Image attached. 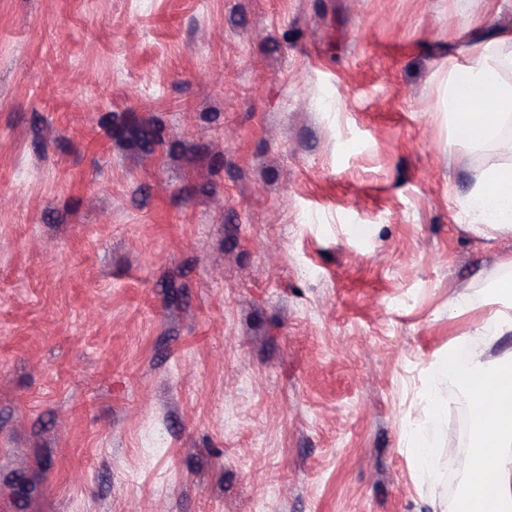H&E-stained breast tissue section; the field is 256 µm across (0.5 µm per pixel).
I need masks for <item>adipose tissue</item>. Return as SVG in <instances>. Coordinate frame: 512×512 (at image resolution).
Returning a JSON list of instances; mask_svg holds the SVG:
<instances>
[{
  "label": "adipose tissue",
  "mask_w": 512,
  "mask_h": 512,
  "mask_svg": "<svg viewBox=\"0 0 512 512\" xmlns=\"http://www.w3.org/2000/svg\"><path fill=\"white\" fill-rule=\"evenodd\" d=\"M442 106L456 141L481 150L499 145L512 123V35L479 42L468 64L453 67ZM468 204L479 224L512 235V162L485 168ZM453 307L480 309L484 317L474 334L458 337L447 356L429 363L427 409L437 419L445 413L444 383L470 400L471 453L458 512H512V351L488 354L491 344L512 334V277L486 294L459 296Z\"/></svg>",
  "instance_id": "adipose-tissue-1"
}]
</instances>
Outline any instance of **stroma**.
Here are the masks:
<instances>
[{"label":"stroma","mask_w":512,"mask_h":512,"mask_svg":"<svg viewBox=\"0 0 512 512\" xmlns=\"http://www.w3.org/2000/svg\"><path fill=\"white\" fill-rule=\"evenodd\" d=\"M512 0H0V512H456L425 369L512 275L441 90ZM408 442L421 478L428 481L433 480L435 462L441 449L435 447L429 439L427 431L423 429L413 432Z\"/></svg>","instance_id":"obj_1"}]
</instances>
